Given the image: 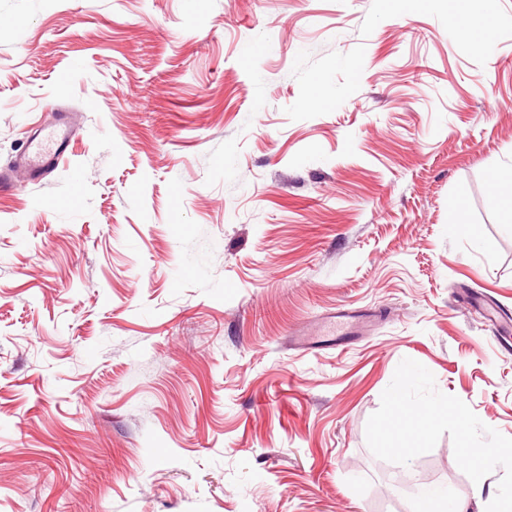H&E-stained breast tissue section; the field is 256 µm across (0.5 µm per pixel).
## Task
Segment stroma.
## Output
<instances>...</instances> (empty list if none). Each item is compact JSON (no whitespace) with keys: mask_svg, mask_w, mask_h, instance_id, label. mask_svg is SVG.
<instances>
[{"mask_svg":"<svg viewBox=\"0 0 512 512\" xmlns=\"http://www.w3.org/2000/svg\"><path fill=\"white\" fill-rule=\"evenodd\" d=\"M62 108L0 193V512H408L405 358L512 437V0H0V166ZM71 135V122L62 121L30 136L24 152L11 164L0 168V193L12 188L14 174L18 170L28 172L33 180L54 170L66 155Z\"/></svg>","mask_w":512,"mask_h":512,"instance_id":"obj_1","label":"stroma"}]
</instances>
